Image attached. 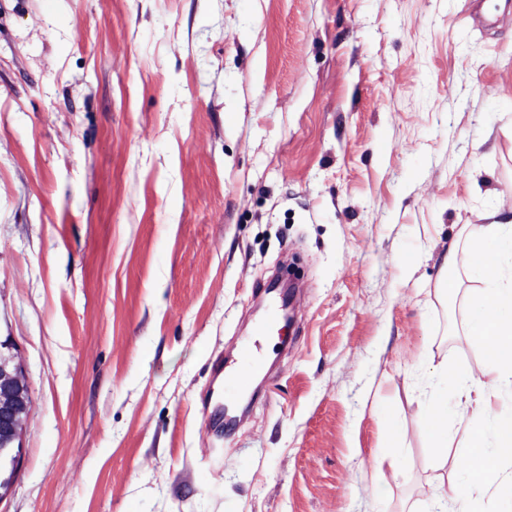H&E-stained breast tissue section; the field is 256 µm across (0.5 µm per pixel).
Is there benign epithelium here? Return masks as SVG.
Here are the masks:
<instances>
[{"label": "benign epithelium", "instance_id": "benign-epithelium-1", "mask_svg": "<svg viewBox=\"0 0 512 512\" xmlns=\"http://www.w3.org/2000/svg\"><path fill=\"white\" fill-rule=\"evenodd\" d=\"M30 402L20 367L0 354V461L15 462Z\"/></svg>", "mask_w": 512, "mask_h": 512}]
</instances>
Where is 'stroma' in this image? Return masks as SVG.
I'll return each instance as SVG.
<instances>
[{
  "label": "stroma",
  "mask_w": 512,
  "mask_h": 512,
  "mask_svg": "<svg viewBox=\"0 0 512 512\" xmlns=\"http://www.w3.org/2000/svg\"><path fill=\"white\" fill-rule=\"evenodd\" d=\"M505 220L512 0H0V512H429L466 480L433 373L483 362L467 227ZM30 402L20 367L0 354V460L16 461L20 448L22 423Z\"/></svg>",
  "instance_id": "1"
}]
</instances>
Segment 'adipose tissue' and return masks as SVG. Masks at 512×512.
<instances>
[{"label":"adipose tissue","mask_w":512,"mask_h":512,"mask_svg":"<svg viewBox=\"0 0 512 512\" xmlns=\"http://www.w3.org/2000/svg\"><path fill=\"white\" fill-rule=\"evenodd\" d=\"M468 253L471 269L481 275L497 272L504 263L512 267V224L495 223L488 232L470 234ZM469 327L484 355L482 367L475 373L438 370L441 380L456 382V420L470 429L456 456L466 482L439 485V504L452 512H476L480 499L512 486V406L499 403L502 394L512 395V278L474 296ZM449 396L444 388L432 391L425 408L432 450L440 459L448 456Z\"/></svg>","instance_id":"obj_1"}]
</instances>
